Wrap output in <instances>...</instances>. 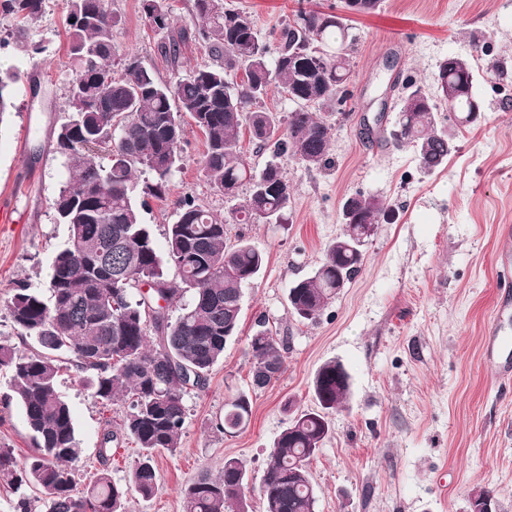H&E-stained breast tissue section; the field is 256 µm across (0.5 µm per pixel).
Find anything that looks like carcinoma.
Masks as SVG:
<instances>
[{"instance_id":"obj_1","label":"carcinoma","mask_w":512,"mask_h":512,"mask_svg":"<svg viewBox=\"0 0 512 512\" xmlns=\"http://www.w3.org/2000/svg\"><path fill=\"white\" fill-rule=\"evenodd\" d=\"M43 0H0V10L23 25L37 18ZM150 25L167 31L158 53L180 67L182 46L204 45L218 60L165 83L132 54L112 42L115 18L110 0H67V56L75 77L67 91L65 120L53 130L54 150L65 160L69 180L53 202L67 241L51 261L46 290L25 284L14 289L6 310L17 345L0 337V372L9 375L3 402L17 405L30 431L34 452L18 465L10 448H0V483L17 499L14 512H34L25 490L40 492L46 512H126L128 488L144 498L158 488L154 456L175 452L186 422L184 395L206 385L212 367L238 331L243 290L265 264L263 250L225 241L224 219L193 198L180 201L176 220L164 226L158 251L142 212L169 194L172 171L181 161L185 125L205 137L201 171L211 189L225 195L246 183L245 219L288 221L291 186L282 159L309 167L330 162L333 126L312 111L330 106L347 119L352 48L349 26L333 12L299 7L295 18L271 32L278 42L267 59L254 19L225 0H193L194 28H172L168 0H142ZM21 76L0 72V124L13 108ZM458 96L452 112L464 124L477 121L479 99L471 63L451 55L441 62L433 89L408 81L390 131L397 144L411 146L427 173L448 162L452 138L437 121L438 101L448 86ZM273 89L296 104L286 118L258 107ZM247 123L256 148L272 159L258 169L244 158L239 131ZM346 223L326 248L319 267L296 281L288 301L296 317L315 321L329 300L352 281L364 260V246L388 209L375 195L350 196L342 204ZM175 271L169 277L166 270ZM159 285L147 295L139 285ZM191 301L176 318L171 306L185 293ZM164 299L166 306L158 305ZM248 348L252 385L268 386L284 367L283 340L264 322ZM74 371L104 405L128 403L119 431L104 430L100 455L123 436L142 449L128 483L101 472L77 488L81 449L68 403L57 389L61 372ZM317 408L297 413L275 439L261 482L264 512H314L315 491L308 464L330 432L329 411L350 392L342 364L329 360L315 373ZM251 402L239 393L224 403L217 428L233 433L249 421ZM247 468L237 459L223 472L199 475L183 490L184 512H248Z\"/></svg>"}]
</instances>
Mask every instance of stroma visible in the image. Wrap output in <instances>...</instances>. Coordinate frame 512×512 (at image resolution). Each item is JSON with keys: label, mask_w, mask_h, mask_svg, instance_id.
I'll list each match as a JSON object with an SVG mask.
<instances>
[{"label": "stroma", "mask_w": 512, "mask_h": 512, "mask_svg": "<svg viewBox=\"0 0 512 512\" xmlns=\"http://www.w3.org/2000/svg\"><path fill=\"white\" fill-rule=\"evenodd\" d=\"M249 12L267 57L278 45L269 32L292 20L297 0H228ZM112 39L137 55L164 82L180 70L157 52L164 31L145 20L140 0H112ZM63 0H44L39 18L17 29L0 12V69L23 79L15 108L0 124V194L15 192L18 220L0 223V334L18 283L45 287L53 251L67 239L51 203L68 173L52 148V131L66 108L74 74L68 63ZM348 102L330 145V165L310 168L288 159L292 189L284 224H238L233 216L249 189L235 197L213 192L200 173L205 138L190 130L167 201L153 203L143 220L155 235L174 219L178 201L196 198L227 221L226 243L245 239L262 248L266 264L244 290L238 333L225 345L205 388L189 391L181 443L156 456L159 486L150 499L129 494L127 512H183L181 490L199 474L218 475L224 461L245 462L251 512H263L260 485L267 453L287 426L290 410L315 406L311 382L326 361L348 371L351 393L329 415L331 430L309 464L315 512H470L488 490L495 512H512V379L499 377L485 341L497 325L502 354L512 362V0H382L376 13L352 16ZM484 44L504 67L486 72L473 51ZM451 55L472 62L484 103L481 121L458 128L448 163L427 173L412 147L386 143L402 86L431 84ZM379 196L391 219L381 221L352 282L315 322L299 321L288 302L291 285L309 276L327 244L342 231L340 208L356 193ZM287 339L284 369L264 388L252 385L248 340L258 322ZM59 392L75 423L81 459L75 473L85 488L101 469L117 483L141 453L129 440L100 456L104 430L116 429L127 406H105L74 374ZM246 393L252 412L245 428L227 435L216 424L228 397ZM0 446L17 461L32 452L18 407L0 408Z\"/></svg>", "instance_id": "1"}]
</instances>
